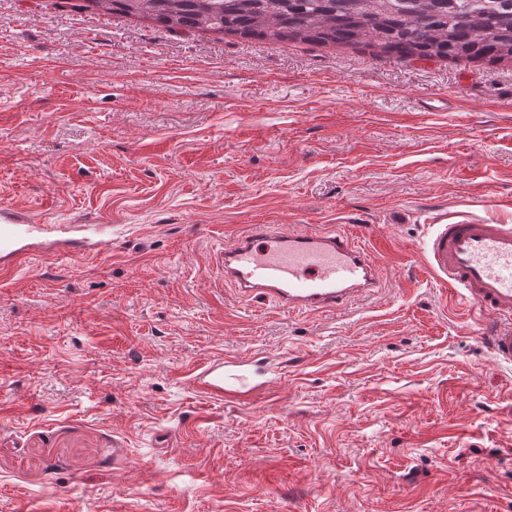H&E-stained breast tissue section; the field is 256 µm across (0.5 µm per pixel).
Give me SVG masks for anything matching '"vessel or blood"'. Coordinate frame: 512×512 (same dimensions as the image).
Here are the masks:
<instances>
[{"label": "vessel or blood", "instance_id": "obj_1", "mask_svg": "<svg viewBox=\"0 0 512 512\" xmlns=\"http://www.w3.org/2000/svg\"><path fill=\"white\" fill-rule=\"evenodd\" d=\"M34 211L0 203V277L36 254ZM425 268L465 303L497 318L489 347L496 361L512 365V225L465 216L437 217L424 244ZM222 280L240 295L261 296L289 310L337 309L380 285L376 256L347 233L284 232L253 224L225 246ZM194 388L214 399L253 396L242 364L215 356L195 370Z\"/></svg>", "mask_w": 512, "mask_h": 512}]
</instances>
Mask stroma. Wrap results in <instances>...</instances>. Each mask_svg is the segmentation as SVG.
Masks as SVG:
<instances>
[{
	"label": "stroma",
	"instance_id": "1",
	"mask_svg": "<svg viewBox=\"0 0 512 512\" xmlns=\"http://www.w3.org/2000/svg\"><path fill=\"white\" fill-rule=\"evenodd\" d=\"M78 2L0 0V200L105 241L0 282V512H512V365L423 254L439 213L512 224V62ZM251 224L388 244L382 286L243 299L217 261ZM218 352L276 377L208 398Z\"/></svg>",
	"mask_w": 512,
	"mask_h": 512
}]
</instances>
